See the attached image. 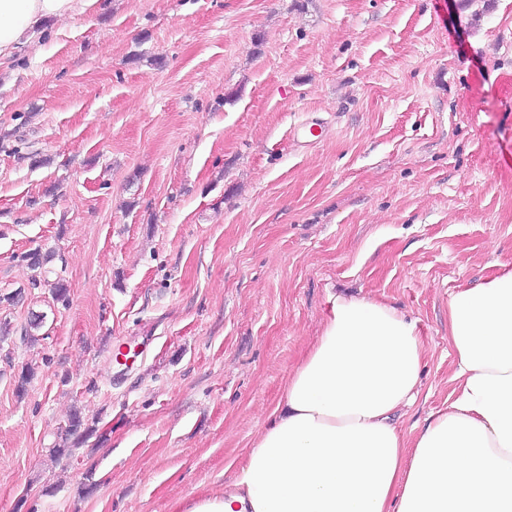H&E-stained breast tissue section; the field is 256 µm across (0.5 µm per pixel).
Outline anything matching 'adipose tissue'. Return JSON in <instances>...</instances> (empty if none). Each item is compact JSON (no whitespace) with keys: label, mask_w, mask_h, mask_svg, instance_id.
<instances>
[{"label":"adipose tissue","mask_w":512,"mask_h":512,"mask_svg":"<svg viewBox=\"0 0 512 512\" xmlns=\"http://www.w3.org/2000/svg\"><path fill=\"white\" fill-rule=\"evenodd\" d=\"M99 0H0V58ZM454 398L416 436L426 346L378 300L328 295L319 336L231 483L180 512H512V262L448 296Z\"/></svg>","instance_id":"1"}]
</instances>
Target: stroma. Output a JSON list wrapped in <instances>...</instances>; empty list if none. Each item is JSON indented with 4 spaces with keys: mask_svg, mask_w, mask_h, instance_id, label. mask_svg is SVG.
Masks as SVG:
<instances>
[{
    "mask_svg": "<svg viewBox=\"0 0 512 512\" xmlns=\"http://www.w3.org/2000/svg\"><path fill=\"white\" fill-rule=\"evenodd\" d=\"M311 114L328 134L304 149ZM508 259L512 0L45 22L0 59V512H174L229 483L331 292L416 321L419 428L453 399L449 293ZM75 407L96 431L51 460Z\"/></svg>",
    "mask_w": 512,
    "mask_h": 512,
    "instance_id": "35a3bbf8",
    "label": "stroma"
}]
</instances>
